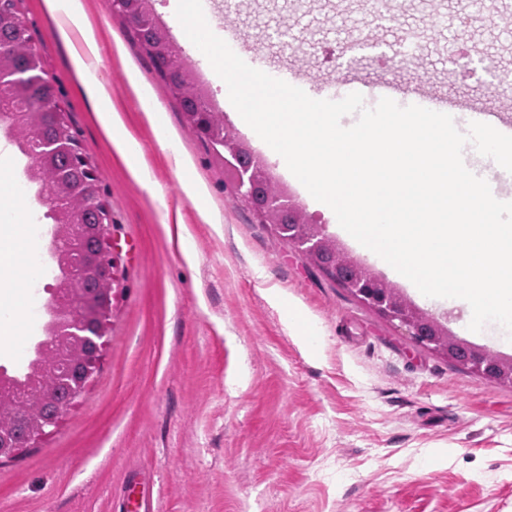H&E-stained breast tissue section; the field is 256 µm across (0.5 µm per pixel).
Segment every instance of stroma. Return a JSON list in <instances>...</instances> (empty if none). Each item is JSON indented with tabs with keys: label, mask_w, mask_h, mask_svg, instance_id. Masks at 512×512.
<instances>
[{
	"label": "stroma",
	"mask_w": 512,
	"mask_h": 512,
	"mask_svg": "<svg viewBox=\"0 0 512 512\" xmlns=\"http://www.w3.org/2000/svg\"><path fill=\"white\" fill-rule=\"evenodd\" d=\"M79 2V29L47 0H15V10L111 213L116 285L82 395L38 444L0 459V512H117L131 478L157 512H512V388L416 346L261 223L186 131L179 101L110 0ZM177 4L150 6L186 67L224 96ZM469 12L470 0H388L378 27L372 0H241L232 27L238 55L263 59L273 76L298 71L315 99L355 75L465 93L490 110L512 105V92H487L512 75V0H485L484 19L461 24ZM277 25L296 49L261 39ZM415 30L413 56L386 57ZM87 40L95 88L73 58ZM452 44L472 70L449 62ZM224 125L345 257L450 336L512 358L500 325L469 330L461 300L422 295L343 235L229 103ZM123 139L138 143L135 161L121 155ZM20 222L0 215V247L16 254L0 276V365L15 373L44 335L58 274L50 260L29 280Z\"/></svg>",
	"instance_id": "obj_1"
}]
</instances>
